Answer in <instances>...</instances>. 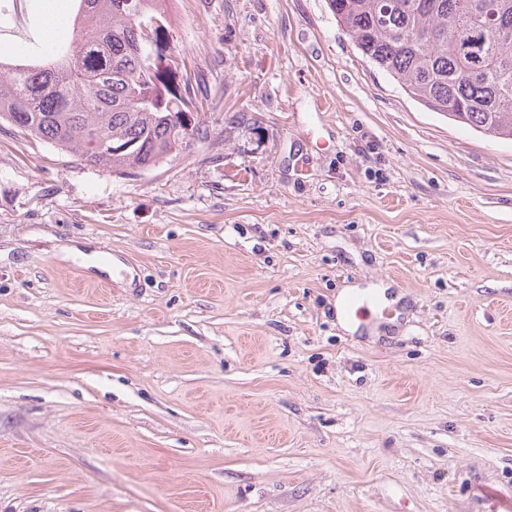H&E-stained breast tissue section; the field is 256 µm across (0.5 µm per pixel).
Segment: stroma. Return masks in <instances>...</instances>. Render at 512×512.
<instances>
[{"label":"stroma","instance_id":"1","mask_svg":"<svg viewBox=\"0 0 512 512\" xmlns=\"http://www.w3.org/2000/svg\"><path fill=\"white\" fill-rule=\"evenodd\" d=\"M167 7L188 155L116 174L0 128V512H495L512 141L409 98L327 0ZM70 9L0 0V50Z\"/></svg>","mask_w":512,"mask_h":512}]
</instances>
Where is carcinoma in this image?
<instances>
[{
  "instance_id": "obj_1",
  "label": "carcinoma",
  "mask_w": 512,
  "mask_h": 512,
  "mask_svg": "<svg viewBox=\"0 0 512 512\" xmlns=\"http://www.w3.org/2000/svg\"><path fill=\"white\" fill-rule=\"evenodd\" d=\"M73 49L0 53V123L113 173L189 153L203 122L166 0H74ZM356 49L424 108L512 141V0H327Z\"/></svg>"
}]
</instances>
